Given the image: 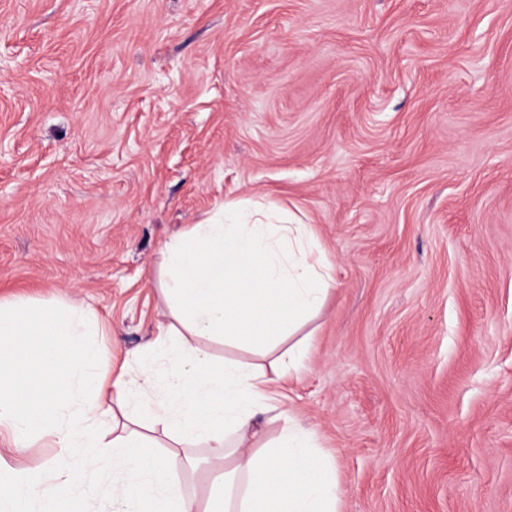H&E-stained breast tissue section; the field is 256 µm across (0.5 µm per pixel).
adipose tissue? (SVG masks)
I'll list each match as a JSON object with an SVG mask.
<instances>
[{
  "mask_svg": "<svg viewBox=\"0 0 512 512\" xmlns=\"http://www.w3.org/2000/svg\"><path fill=\"white\" fill-rule=\"evenodd\" d=\"M159 256L170 320L132 356L133 386L107 381L88 308L0 300V434L16 448L48 437L59 450L51 465L0 468V512H339L336 472L279 391L310 349L299 330L334 284L309 225L230 205ZM215 342L249 361L215 359ZM106 419L108 444L98 432ZM274 422L281 433L266 439ZM155 429L173 450L159 451ZM200 445L220 473L203 502L180 480ZM106 468L104 499L95 478Z\"/></svg>",
  "mask_w": 512,
  "mask_h": 512,
  "instance_id": "obj_1",
  "label": "adipose tissue"
}]
</instances>
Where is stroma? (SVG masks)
<instances>
[{
    "mask_svg": "<svg viewBox=\"0 0 512 512\" xmlns=\"http://www.w3.org/2000/svg\"><path fill=\"white\" fill-rule=\"evenodd\" d=\"M237 201L331 263L286 393L340 512H512V0H0V299L120 373Z\"/></svg>",
    "mask_w": 512,
    "mask_h": 512,
    "instance_id": "stroma-1",
    "label": "stroma"
}]
</instances>
